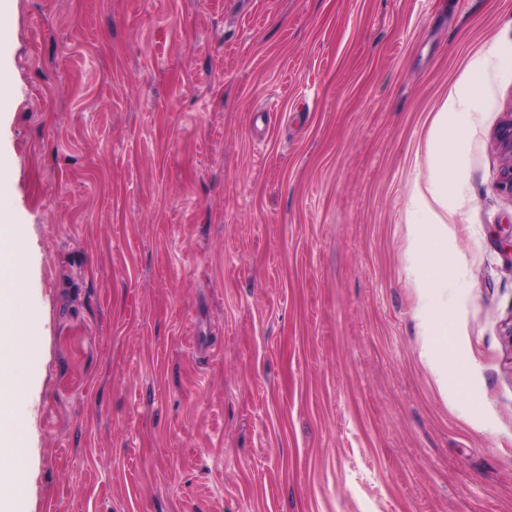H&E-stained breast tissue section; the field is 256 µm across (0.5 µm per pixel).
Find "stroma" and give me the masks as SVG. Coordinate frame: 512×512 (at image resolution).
Wrapping results in <instances>:
<instances>
[{
  "instance_id": "1",
  "label": "stroma",
  "mask_w": 512,
  "mask_h": 512,
  "mask_svg": "<svg viewBox=\"0 0 512 512\" xmlns=\"http://www.w3.org/2000/svg\"><path fill=\"white\" fill-rule=\"evenodd\" d=\"M29 243L12 512H512V0H0ZM448 178V375L409 197ZM463 88L456 96L447 99L442 111L438 112L429 142L427 193L416 188L409 202L412 211H423L427 215V222L411 224L410 228V236L419 252L431 256L425 270H412L419 291L416 320L418 336L422 338L421 356L426 359L443 346L442 337L448 335V316L440 318L431 297L448 281L447 265L440 262L441 255L448 251V226L445 220L448 214V158L458 159L456 147L448 145V114L457 118L470 108L473 100L471 86L467 84ZM432 369L437 377H447L448 357L438 353V361ZM495 139L503 156L498 185L512 194V113L496 129Z\"/></svg>"
}]
</instances>
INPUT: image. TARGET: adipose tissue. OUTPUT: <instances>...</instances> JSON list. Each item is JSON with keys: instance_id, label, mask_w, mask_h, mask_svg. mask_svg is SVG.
I'll return each mask as SVG.
<instances>
[{"instance_id": "ef3b65f1", "label": "adipose tissue", "mask_w": 512, "mask_h": 512, "mask_svg": "<svg viewBox=\"0 0 512 512\" xmlns=\"http://www.w3.org/2000/svg\"><path fill=\"white\" fill-rule=\"evenodd\" d=\"M470 89H462L447 99L439 112L429 142V166L426 190H414L409 202L413 211L427 215L426 222L412 224L410 236L419 252L430 255L426 269H413L419 291L416 312L418 334L422 338V357H435L432 369L437 377L448 375V358L438 355L442 338L448 333V320L441 317L431 297L448 281L447 268L440 261L448 251V160L457 156L448 143V120L470 108ZM27 245L24 239L0 232V423L11 417L23 389L24 365L31 348L26 324L16 311L15 286L24 277ZM24 432L17 427H0V491L16 486L23 469Z\"/></svg>"}]
</instances>
